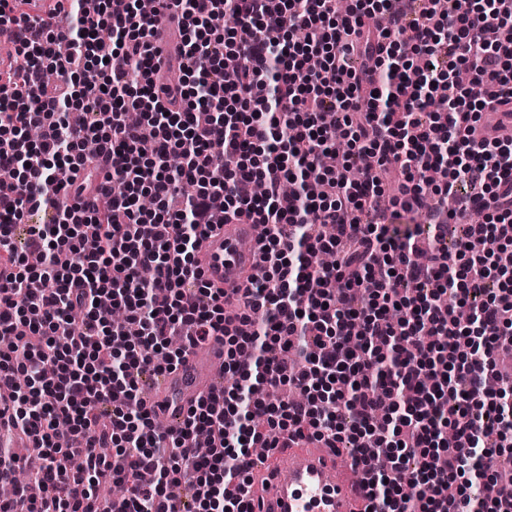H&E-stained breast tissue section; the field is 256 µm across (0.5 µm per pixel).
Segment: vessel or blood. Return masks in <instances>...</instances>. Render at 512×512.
Returning <instances> with one entry per match:
<instances>
[{"instance_id": "vessel-or-blood-1", "label": "vessel or blood", "mask_w": 512, "mask_h": 512, "mask_svg": "<svg viewBox=\"0 0 512 512\" xmlns=\"http://www.w3.org/2000/svg\"><path fill=\"white\" fill-rule=\"evenodd\" d=\"M181 16H169L156 27L155 41L176 53ZM260 224H218L204 238L198 265L205 280L235 299L256 274ZM224 369V344L213 338L192 348L172 370L157 378L145 403L154 419L178 428L190 407L214 388ZM353 459L340 458L318 441L275 449L265 461H253L251 483L244 488L253 512H362V484L352 482Z\"/></svg>"}]
</instances>
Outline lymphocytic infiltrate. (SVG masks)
I'll list each match as a JSON object with an SVG mask.
<instances>
[{
	"label": "lymphocytic infiltrate",
	"instance_id": "lymphocytic-infiltrate-1",
	"mask_svg": "<svg viewBox=\"0 0 512 512\" xmlns=\"http://www.w3.org/2000/svg\"><path fill=\"white\" fill-rule=\"evenodd\" d=\"M0 0L25 64L0 76V386L8 422L35 437L30 457L0 450V512H98L99 487L120 483L106 512H250L239 491L255 445L280 440L349 448L364 469L365 512H512V129L477 136L512 105V0ZM184 24L178 84L155 81L150 40L160 14ZM236 26L219 34L217 16ZM370 59L368 70L349 55ZM471 70L485 95L459 79ZM42 137L32 141L29 128ZM374 159L356 182L320 167ZM111 163L99 202L61 206L95 153ZM404 176L391 204L420 209L426 194L479 191L486 210L454 252L418 260L414 234L380 222L391 169ZM155 207L142 209V195ZM182 195L176 211L169 199ZM40 212L24 250L14 225ZM267 227L263 265L224 315L196 252L217 213ZM335 262L319 266V254ZM109 297L139 336L98 307ZM466 305L458 323L448 300ZM180 337L171 351L167 342ZM224 339L232 384L156 431L139 395L143 374L173 367L187 348ZM261 385L301 400L270 404ZM220 438L199 454L201 430ZM494 481V498L477 489Z\"/></svg>",
	"mask_w": 512,
	"mask_h": 512
}]
</instances>
